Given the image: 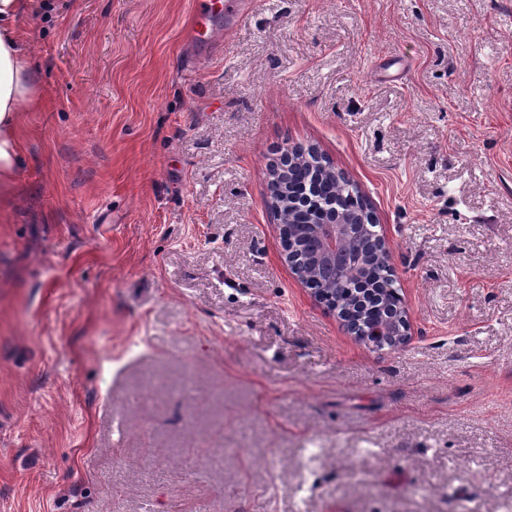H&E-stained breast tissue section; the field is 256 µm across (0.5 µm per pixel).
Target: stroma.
<instances>
[{"instance_id":"35a3bbf8","label":"stroma","mask_w":512,"mask_h":512,"mask_svg":"<svg viewBox=\"0 0 512 512\" xmlns=\"http://www.w3.org/2000/svg\"><path fill=\"white\" fill-rule=\"evenodd\" d=\"M36 0L43 103L0 208V512H502L512 0ZM316 146L410 316L349 334L281 257Z\"/></svg>"}]
</instances>
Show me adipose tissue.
I'll use <instances>...</instances> for the list:
<instances>
[{"label":"adipose tissue","instance_id":"ef3b65f1","mask_svg":"<svg viewBox=\"0 0 512 512\" xmlns=\"http://www.w3.org/2000/svg\"><path fill=\"white\" fill-rule=\"evenodd\" d=\"M32 0H0V204L9 203L23 161L21 114L39 106L37 69L22 34Z\"/></svg>","mask_w":512,"mask_h":512}]
</instances>
